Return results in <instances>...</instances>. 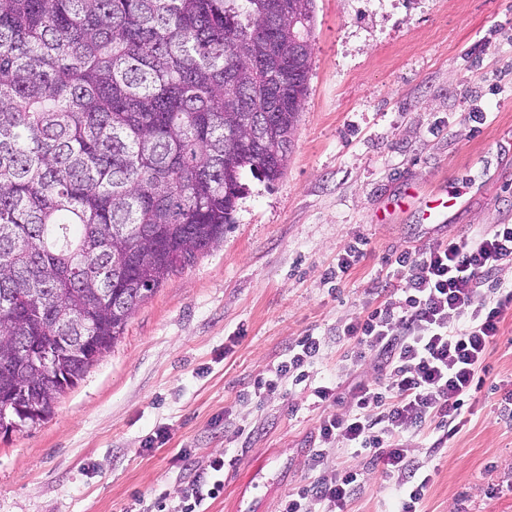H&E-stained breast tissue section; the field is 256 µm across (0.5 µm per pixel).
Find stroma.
I'll return each mask as SVG.
<instances>
[{
  "label": "stroma",
  "mask_w": 512,
  "mask_h": 512,
  "mask_svg": "<svg viewBox=\"0 0 512 512\" xmlns=\"http://www.w3.org/2000/svg\"><path fill=\"white\" fill-rule=\"evenodd\" d=\"M308 93L285 175L244 173L224 242L141 302L46 420L0 434V512H179L195 467L224 459L206 512H280L314 480L312 387L350 371L336 327L382 303L388 255L512 224V0H316ZM440 222L423 218L432 201ZM352 246L363 256L328 279ZM472 413L437 455L423 512H512V314ZM308 386L255 392L299 337ZM165 431L166 440L150 444ZM380 470L350 512H392Z\"/></svg>",
  "instance_id": "1"
}]
</instances>
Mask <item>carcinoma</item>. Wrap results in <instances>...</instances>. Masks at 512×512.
<instances>
[{"instance_id": "cac0c4a2", "label": "carcinoma", "mask_w": 512, "mask_h": 512, "mask_svg": "<svg viewBox=\"0 0 512 512\" xmlns=\"http://www.w3.org/2000/svg\"><path fill=\"white\" fill-rule=\"evenodd\" d=\"M315 0H0V379L46 417L292 150ZM259 126L266 141L249 139ZM41 351L90 336L50 375Z\"/></svg>"}]
</instances>
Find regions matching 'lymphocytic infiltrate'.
<instances>
[{
  "label": "lymphocytic infiltrate",
  "instance_id": "obj_1",
  "mask_svg": "<svg viewBox=\"0 0 512 512\" xmlns=\"http://www.w3.org/2000/svg\"><path fill=\"white\" fill-rule=\"evenodd\" d=\"M509 261L512 224L388 257L390 270L375 285L386 302L336 330L352 344L354 361L370 360L374 374L352 386L347 412L321 420L310 451L317 477L290 493L282 512H311L314 503L324 512H348L364 486V472L343 461L327 465L334 446L353 449L367 466L381 468L394 491L395 512H420L431 475L408 439L435 433L429 451L436 454L459 431L483 384L486 353L512 313V285L493 278ZM320 354L318 337H300L274 378L255 380V390H273L286 376L296 385L305 382ZM223 475L220 457L195 472L182 512H198L214 498Z\"/></svg>",
  "mask_w": 512,
  "mask_h": 512
}]
</instances>
